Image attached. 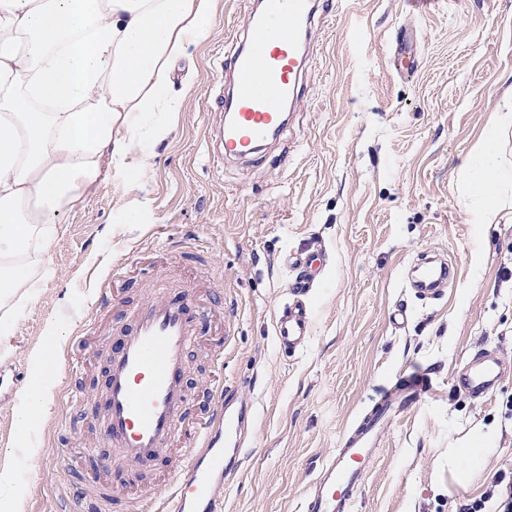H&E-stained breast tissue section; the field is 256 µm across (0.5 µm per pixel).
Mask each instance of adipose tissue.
<instances>
[{
  "label": "adipose tissue",
  "instance_id": "obj_1",
  "mask_svg": "<svg viewBox=\"0 0 512 512\" xmlns=\"http://www.w3.org/2000/svg\"><path fill=\"white\" fill-rule=\"evenodd\" d=\"M216 0H0V334L52 271L45 256L67 217L112 176L134 188L143 142L173 130ZM512 113H498L458 168L472 223L512 222ZM482 438L448 451L468 486Z\"/></svg>",
  "mask_w": 512,
  "mask_h": 512
}]
</instances>
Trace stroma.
Here are the masks:
<instances>
[{
	"instance_id": "obj_1",
	"label": "stroma",
	"mask_w": 512,
	"mask_h": 512,
	"mask_svg": "<svg viewBox=\"0 0 512 512\" xmlns=\"http://www.w3.org/2000/svg\"><path fill=\"white\" fill-rule=\"evenodd\" d=\"M255 7L217 0L210 33L189 50L196 80L172 135L145 144L150 159L131 191L104 185L69 217L46 257L54 278L0 339L7 359L26 367L47 323L65 330L62 357L42 372L56 385L50 417L22 436L14 404H0V464L14 467L25 512H56L62 489L84 495L82 450L102 428L104 351L125 329L116 314L149 299L163 272L194 281L214 312L189 361L193 398L210 386L209 357L220 349L225 383L254 401L241 470L224 483L225 512H301L344 432L413 370L428 389L390 423L354 512H462L480 499L495 512L512 491V223H471L454 177L493 113L512 112V0H455L423 16L407 0H320L316 50L287 125L255 156L220 164L207 138L216 63ZM405 30L419 55L410 74L390 64ZM130 211L138 223H126ZM195 238L212 243L196 267L184 255ZM291 252L322 266L312 334L287 350L275 341L274 314L296 278L283 264ZM424 254L456 270L436 299L411 286ZM115 265L125 269L116 306L92 310L96 279ZM483 350L506 369L477 399L457 374ZM71 352L81 366L74 381ZM74 383L88 402H73ZM64 413L74 429L60 428ZM490 428L495 449L472 483L449 486V448Z\"/></svg>"
}]
</instances>
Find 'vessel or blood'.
I'll return each mask as SVG.
<instances>
[{
  "instance_id": "1",
  "label": "vessel or blood",
  "mask_w": 512,
  "mask_h": 512,
  "mask_svg": "<svg viewBox=\"0 0 512 512\" xmlns=\"http://www.w3.org/2000/svg\"><path fill=\"white\" fill-rule=\"evenodd\" d=\"M313 12V0H263L261 12L253 15L245 38L229 54L231 114L217 161L253 154L270 132L282 128L281 107L297 91L305 60L301 32ZM391 57L398 69H414L413 37L398 42ZM284 263L309 283L321 267L319 258L301 253L286 255ZM156 282L154 297L133 310L106 372L101 443L117 447L119 455L112 461L90 448L85 455L94 465L113 463L131 476L147 460L172 458L165 489L126 500L127 512H224V480L241 469L253 403H238L236 389L224 384V353L219 350L213 355L217 379L205 391L202 409L194 410L186 381L188 357L209 310L195 302L193 286L173 298L163 287L164 277ZM311 328L310 305L299 297L274 318V335L286 348L303 345ZM502 366L497 355L481 354L460 375L464 389L475 397L488 396ZM425 387L414 372L404 387L383 392L371 415L326 457L303 499V512H351L391 415L398 405L417 401Z\"/></svg>"
}]
</instances>
